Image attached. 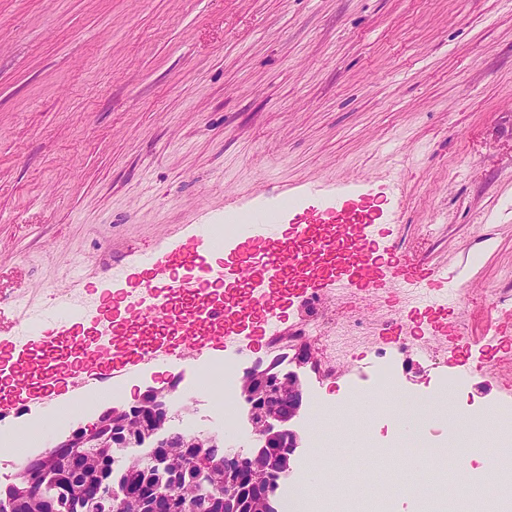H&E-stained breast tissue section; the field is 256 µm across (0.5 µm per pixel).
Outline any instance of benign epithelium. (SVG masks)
<instances>
[{
    "instance_id": "benign-epithelium-1",
    "label": "benign epithelium",
    "mask_w": 512,
    "mask_h": 512,
    "mask_svg": "<svg viewBox=\"0 0 512 512\" xmlns=\"http://www.w3.org/2000/svg\"><path fill=\"white\" fill-rule=\"evenodd\" d=\"M294 355L278 353L258 359L238 378L237 393L245 406V420L257 443L246 452L224 448V438L209 432L175 434L170 409L176 384L151 387L131 406L103 410L94 424L79 427L51 447L13 466L12 482L0 488L15 512H70L73 495L93 498L104 479V463L118 448H149L156 468L132 454L121 465L136 474V483L112 501L113 512H193L197 459L206 448H222L209 455L214 491L212 512H276L271 487L294 470L302 437L297 422L303 412V383L298 369L316 365L311 346L289 345ZM295 369L282 368L283 363ZM51 474L56 493L37 492L42 477Z\"/></svg>"
}]
</instances>
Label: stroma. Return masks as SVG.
I'll return each mask as SVG.
<instances>
[{"mask_svg": "<svg viewBox=\"0 0 512 512\" xmlns=\"http://www.w3.org/2000/svg\"><path fill=\"white\" fill-rule=\"evenodd\" d=\"M373 204L383 242L439 271L448 328L464 327L470 410L512 399V0H0V336L58 298L90 307L156 241L279 207ZM400 276L367 305L351 374L302 373L306 410L332 408L394 354L383 334ZM400 392L425 399L466 355L423 336L433 311L403 306ZM204 362L137 374L148 387L203 379ZM314 461L372 487L390 456ZM388 512H473L454 482L392 496Z\"/></svg>", "mask_w": 512, "mask_h": 512, "instance_id": "obj_1", "label": "stroma"}]
</instances>
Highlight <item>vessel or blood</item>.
Returning a JSON list of instances; mask_svg holds the SVG:
<instances>
[{
    "label": "vessel or blood",
    "instance_id": "1",
    "mask_svg": "<svg viewBox=\"0 0 512 512\" xmlns=\"http://www.w3.org/2000/svg\"><path fill=\"white\" fill-rule=\"evenodd\" d=\"M370 220L364 207L338 215L321 204L298 224L261 211L239 218L229 236L197 224L179 240L159 242L124 279L102 288L106 344L96 324L65 303L49 317L21 318L19 338L0 336V417L32 404L55 411L80 378L109 390L152 362L248 346L344 280L367 292L391 267L433 285L434 271L394 246L377 255Z\"/></svg>",
    "mask_w": 512,
    "mask_h": 512
}]
</instances>
